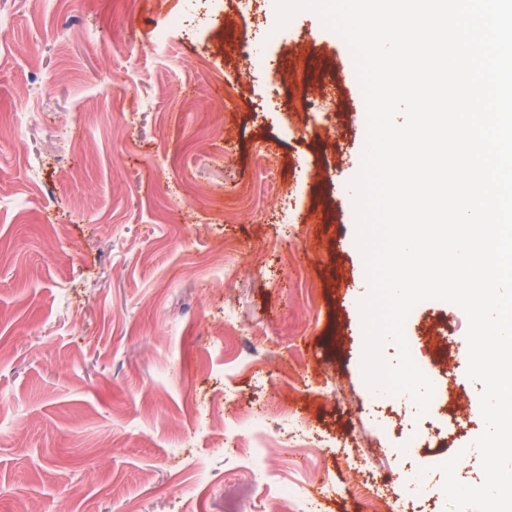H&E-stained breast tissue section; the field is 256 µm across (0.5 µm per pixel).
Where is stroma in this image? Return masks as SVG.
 <instances>
[{
  "mask_svg": "<svg viewBox=\"0 0 512 512\" xmlns=\"http://www.w3.org/2000/svg\"><path fill=\"white\" fill-rule=\"evenodd\" d=\"M365 142L313 11L0 0V512H452L438 456L482 482L459 307L404 324L426 414L366 382Z\"/></svg>",
  "mask_w": 512,
  "mask_h": 512,
  "instance_id": "1",
  "label": "stroma"
}]
</instances>
